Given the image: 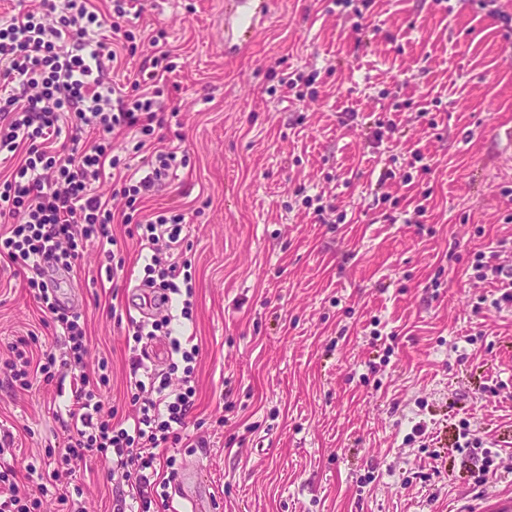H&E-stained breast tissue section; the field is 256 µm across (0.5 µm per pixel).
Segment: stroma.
Returning <instances> with one entry per match:
<instances>
[{"label":"stroma","instance_id":"1","mask_svg":"<svg viewBox=\"0 0 512 512\" xmlns=\"http://www.w3.org/2000/svg\"><path fill=\"white\" fill-rule=\"evenodd\" d=\"M224 2L142 0L143 54L109 72L126 85L143 55L174 54L161 103L184 142L137 153L125 137L112 153L136 167L187 155L142 208L190 213L192 319L178 331L200 354L182 468L201 473L209 512H465L512 497V307L491 308L497 289L467 269L480 252L512 264V0H453L448 13L434 0H270L234 56ZM362 20L377 28L366 45ZM284 77L298 92L283 93ZM395 101L410 104L397 132L373 142ZM417 149L430 178L378 186L383 167L410 173ZM316 195L332 206L320 218L304 203ZM113 232L119 277L89 241L55 285L87 327L88 372L107 361L104 401L128 424L129 297L145 252L124 224ZM41 319L0 257V353L33 334L55 345ZM70 399L69 382L24 390L0 373V433L14 437L0 469L30 493L41 480L28 467L62 444ZM462 424L497 444L486 484L471 477L480 449H454ZM108 470L94 460L81 471L86 512H113Z\"/></svg>","mask_w":512,"mask_h":512}]
</instances>
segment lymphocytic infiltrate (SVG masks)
Masks as SVG:
<instances>
[{
    "instance_id": "1",
    "label": "lymphocytic infiltrate",
    "mask_w": 512,
    "mask_h": 512,
    "mask_svg": "<svg viewBox=\"0 0 512 512\" xmlns=\"http://www.w3.org/2000/svg\"><path fill=\"white\" fill-rule=\"evenodd\" d=\"M140 13L139 0H108L102 8L94 0H40L36 8L0 19V156L13 162L0 178V221L8 225L0 234V256L16 265L44 323L65 339L59 355L10 346L0 366L23 387L36 377L51 383L60 369L71 375L66 444L50 452L46 474L61 490L64 512H83L69 488L92 459L111 464L140 512L150 506L176 512L170 494L177 474L174 451L191 443L195 387L186 381L172 387L136 353L129 358L138 406L134 425L113 423L97 380L86 370L87 329L59 302L52 285L54 272L71 270L81 258L85 242L117 243L112 206L95 189L106 169L118 166L113 138L133 132L147 140L155 131L172 130L171 114L157 102L172 70L167 52L144 60L131 92L108 75L116 57L109 43L135 54L136 36L127 24ZM172 132L182 139L181 131ZM156 160L145 175L121 176L118 193L127 209L141 206L176 166L177 155L168 151ZM187 219V212L167 208L134 227L148 248L145 286H160L162 302L185 319L192 313V264L173 261L172 255L183 246Z\"/></svg>"
}]
</instances>
